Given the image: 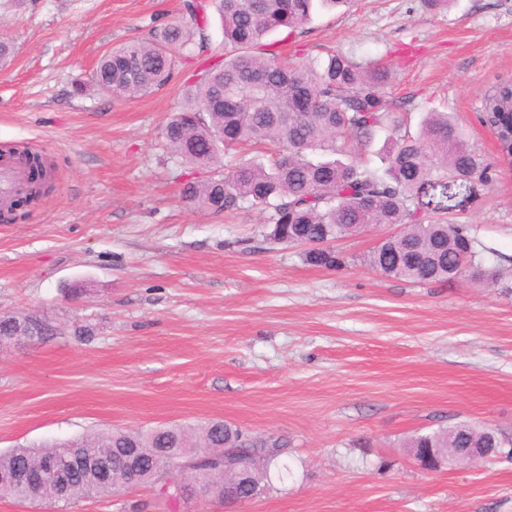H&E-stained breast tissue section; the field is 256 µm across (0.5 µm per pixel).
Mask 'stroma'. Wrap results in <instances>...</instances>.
I'll list each match as a JSON object with an SVG mask.
<instances>
[{"label":"stroma","mask_w":512,"mask_h":512,"mask_svg":"<svg viewBox=\"0 0 512 512\" xmlns=\"http://www.w3.org/2000/svg\"><path fill=\"white\" fill-rule=\"evenodd\" d=\"M188 0H0V152H42L55 189L0 220V312L53 333L0 349V453L85 434L221 420L282 437L292 474L234 512H512V457L423 469L407 444L458 422L512 439V167L477 120L512 77V0H353L269 38L291 60L330 51L387 62L390 110L417 131L448 113L490 181L431 187L424 220L468 224L488 284H417L365 256L387 235L336 241L339 269L265 239L259 210L182 199L207 169L177 166L161 132L197 63L122 100L91 76L112 48L189 21ZM70 512H225L160 499L149 482Z\"/></svg>","instance_id":"35a3bbf8"}]
</instances>
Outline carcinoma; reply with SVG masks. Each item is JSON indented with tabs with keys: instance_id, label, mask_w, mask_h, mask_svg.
I'll use <instances>...</instances> for the list:
<instances>
[{
	"instance_id": "1",
	"label": "carcinoma",
	"mask_w": 512,
	"mask_h": 512,
	"mask_svg": "<svg viewBox=\"0 0 512 512\" xmlns=\"http://www.w3.org/2000/svg\"><path fill=\"white\" fill-rule=\"evenodd\" d=\"M352 0H216L224 31V59L195 75L184 91L183 107L166 123L162 137L168 151L184 166L209 168L225 158L224 172L202 182H189L184 201L212 214L249 206L264 214L266 239L297 244L303 240H337L367 227L387 224L397 233L382 240L367 255L373 269L396 279L427 284L447 282L461 274L475 280L495 275L476 260L475 239L468 224L424 222L415 206L423 183L431 178L490 179V164L446 112H428L415 134L389 112L385 89L390 66L363 65L344 52L325 58L281 61L268 50L267 37L292 33L308 23L318 9H333ZM204 26L189 29L167 24L153 29L144 42L114 48L104 54L92 76L101 90L112 88L116 98L154 92L170 80L178 56L212 54ZM482 125L504 130L512 124V78L499 82L484 98L478 113ZM389 131L378 151L383 168L370 166L366 154L378 133ZM277 146L268 164L241 162L243 146ZM29 170V188L7 207L39 202L52 190L46 158L18 152ZM306 261L336 268L344 260L335 251L310 249ZM240 429L222 421L207 424L201 434L182 427L148 432L114 431L75 440L85 456L105 461L112 481L77 474L65 494L47 483L29 489H1V498L68 507L85 498L110 493L134 482L157 483L159 474L174 472L187 496L196 493L192 472L208 468L205 497L224 500V488L236 486L251 499L263 493L265 471L279 462L287 444L268 437L251 449L253 479L239 480L215 464L212 454L234 442ZM485 428L459 422L420 435L411 448H474ZM143 450V465L135 473L124 466L127 445ZM186 446L201 451L189 466L177 464L176 453L153 456L155 448ZM69 444L28 446L0 453V469L24 462L38 463L49 455L66 459Z\"/></svg>"
}]
</instances>
